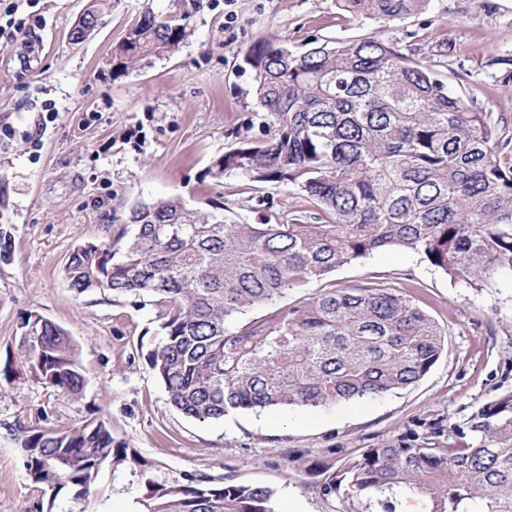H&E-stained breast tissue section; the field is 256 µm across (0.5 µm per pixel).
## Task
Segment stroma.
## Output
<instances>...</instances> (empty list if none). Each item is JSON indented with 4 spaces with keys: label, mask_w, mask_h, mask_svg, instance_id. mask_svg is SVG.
I'll use <instances>...</instances> for the list:
<instances>
[{
    "label": "stroma",
    "mask_w": 512,
    "mask_h": 512,
    "mask_svg": "<svg viewBox=\"0 0 512 512\" xmlns=\"http://www.w3.org/2000/svg\"><path fill=\"white\" fill-rule=\"evenodd\" d=\"M90 0H40L42 26L0 47V512H141L142 475L176 486L207 476L274 491L282 512H364L321 485L364 449L402 440L457 448L472 442V414L512 392V281L470 287L419 254L391 248L340 268L337 287L373 283L438 322L444 351L404 390L292 412L185 417L167 401L149 355L166 308L156 298L71 289L64 268L81 242L131 234L130 207L181 198L192 209L231 208L250 223H283L310 211L299 190L205 171L245 139L265 137L254 77L243 56L279 39L301 52L373 32L415 34L420 61L512 137V0H429L393 22L350 19L336 0H111L85 40L70 32ZM183 25L173 55L115 72L112 51L144 12ZM59 115L43 123L42 107ZM36 312L75 341L87 378L80 395L34 380L19 363V325ZM103 421L124 442V465H104L89 493L51 494L25 469L22 442L35 429Z\"/></svg>",
    "instance_id": "obj_1"
}]
</instances>
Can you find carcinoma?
Masks as SVG:
<instances>
[{
    "mask_svg": "<svg viewBox=\"0 0 512 512\" xmlns=\"http://www.w3.org/2000/svg\"><path fill=\"white\" fill-rule=\"evenodd\" d=\"M430 0H336L353 17L394 21ZM184 28L141 15L113 56L128 68L185 40ZM381 35L295 53L276 39L243 63L270 137L240 141L207 174L238 173L303 192L316 213L247 224L179 199L134 204L122 246L78 244L65 277L83 293L152 295L167 308L150 361L169 404L201 421L244 410L304 409L374 397L419 382L445 338L430 315L384 288H328L274 306L246 328L241 314L388 248L418 253L475 288L512 278V140L467 105L441 74ZM22 358L43 385L73 395L86 378L71 336L35 323ZM476 441L365 449L328 476L326 496L426 498L428 512H512V393L472 415ZM31 481L85 496L101 468L127 460L106 425L35 429L23 443ZM142 512H279L274 492L247 483L157 487Z\"/></svg>",
    "mask_w": 512,
    "mask_h": 512,
    "instance_id": "carcinoma-1",
    "label": "carcinoma"
}]
</instances>
